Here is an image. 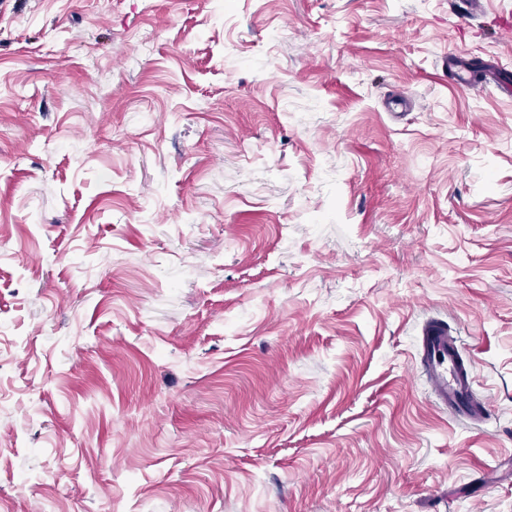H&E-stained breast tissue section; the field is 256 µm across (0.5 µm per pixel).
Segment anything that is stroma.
I'll return each mask as SVG.
<instances>
[{
	"label": "stroma",
	"mask_w": 512,
	"mask_h": 512,
	"mask_svg": "<svg viewBox=\"0 0 512 512\" xmlns=\"http://www.w3.org/2000/svg\"><path fill=\"white\" fill-rule=\"evenodd\" d=\"M453 3L0 0V512H512V99L443 65L512 0ZM420 369L435 403L456 419L480 425L489 404L476 393L473 365L460 352L457 336H448L446 322L432 320L423 329Z\"/></svg>",
	"instance_id": "35a3bbf8"
}]
</instances>
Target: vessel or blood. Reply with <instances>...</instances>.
I'll return each instance as SVG.
<instances>
[{
  "label": "vessel or blood",
  "instance_id": "b4317fda",
  "mask_svg": "<svg viewBox=\"0 0 512 512\" xmlns=\"http://www.w3.org/2000/svg\"><path fill=\"white\" fill-rule=\"evenodd\" d=\"M448 73L457 84L480 90L494 85L500 92L512 95V71L502 65L482 67L474 71L462 55L448 57ZM420 369L435 403L456 419L479 425L489 416V404L476 393L473 365L460 352L457 337L448 333L443 321H430L423 329Z\"/></svg>",
  "mask_w": 512,
  "mask_h": 512
}]
</instances>
